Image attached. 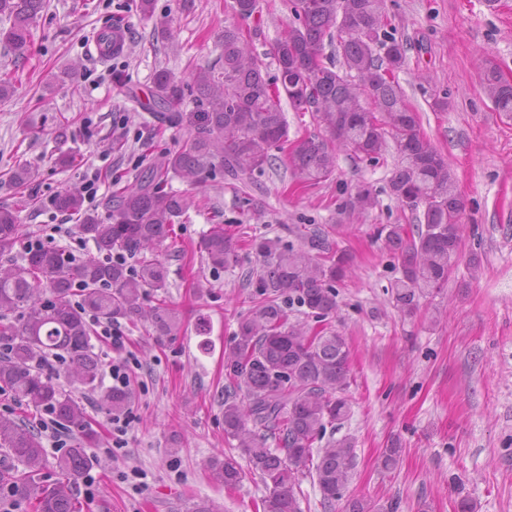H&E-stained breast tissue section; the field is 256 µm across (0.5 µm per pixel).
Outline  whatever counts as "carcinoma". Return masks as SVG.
I'll return each instance as SVG.
<instances>
[{"label": "carcinoma", "instance_id": "cac0c4a2", "mask_svg": "<svg viewBox=\"0 0 512 512\" xmlns=\"http://www.w3.org/2000/svg\"><path fill=\"white\" fill-rule=\"evenodd\" d=\"M46 0H0V16L11 21L3 40L22 57L31 42V25ZM295 24L276 45L279 77L268 80L243 33L221 32L223 66L197 68L177 82L156 73L149 110L163 125L186 129L176 150L164 151L112 196L104 222L83 207L82 192L71 187L55 201L81 215L78 233L93 242L97 255L83 260L58 248L32 251L17 261L12 252L23 235L18 211L0 207V391L75 435L78 447L56 458L60 478L39 484L32 469L44 456L38 427L0 413V448L27 470H1L0 488L29 502L32 512H80L75 480L95 464L84 449L98 445L84 406L64 391L37 362L54 356L64 361L72 382L94 391L99 362L90 343L93 314L104 322L145 319L168 336L179 315L166 304L146 307V289L166 287L157 249L172 237L173 226L189 219L194 197L168 190L178 177L195 185L205 179L243 182L272 165L273 148H290L289 166L306 183L325 182L336 172V154L347 150L362 161L380 162L387 152L384 128L394 138L400 162L389 190L411 211L412 224H382L377 237L399 262L392 287L405 315L419 300L440 293L455 272L463 245L465 202L457 191L448 161L426 140L420 119L404 102L392 74L404 65L406 50L387 30L384 0H290ZM337 39L341 67L324 62L325 41ZM482 85L495 109L512 115V82L493 63L486 64ZM286 96L295 112L309 113L319 134L288 142L281 107ZM194 111H184L186 98ZM375 202L362 187L349 197L351 209L364 212ZM332 227L303 224L294 246L280 238L253 245L257 267L247 275L256 291L248 296L232 346L224 353V435L235 442L266 488L263 512H302L300 484L311 476L322 493V507L345 500L346 512H396L397 504L372 503L346 496L356 468L353 442L325 440L327 428L351 413L344 392L349 385L350 350L346 339L327 327L288 322L286 305L306 308L323 323L336 312L337 286L348 258L330 239ZM201 251L214 269L238 261V240L218 222L204 235ZM129 253L137 267L104 263L101 255ZM126 390L107 389L100 405L120 414ZM274 442L275 447L268 446ZM211 478L232 488L243 478L232 454L207 463Z\"/></svg>", "mask_w": 512, "mask_h": 512}]
</instances>
